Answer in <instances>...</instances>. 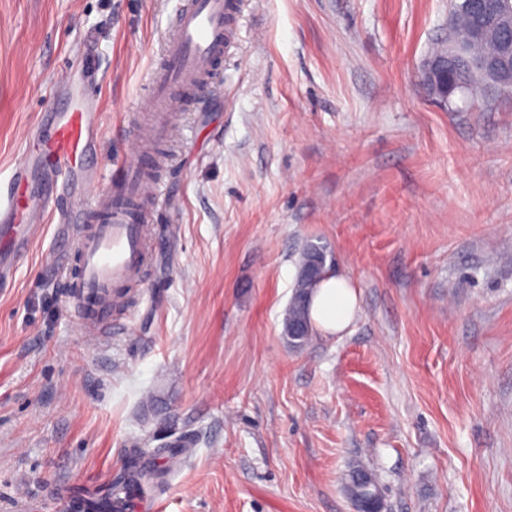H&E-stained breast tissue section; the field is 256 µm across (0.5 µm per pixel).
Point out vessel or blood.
Returning <instances> with one entry per match:
<instances>
[{
    "mask_svg": "<svg viewBox=\"0 0 512 512\" xmlns=\"http://www.w3.org/2000/svg\"><path fill=\"white\" fill-rule=\"evenodd\" d=\"M228 16V0H187L152 80L150 111H172L177 89H197L222 66L232 37ZM41 124L34 150L0 193V276L13 268L6 234L19 233L23 249L48 218H56L58 236L75 258L66 279L79 321L86 335L108 336L123 325V288L139 278L146 262L159 207L156 189L142 180L138 163L126 162L116 165L105 192L86 200L70 180L94 165L98 112L72 99L62 110L44 113ZM92 210L100 219L90 225Z\"/></svg>",
    "mask_w": 512,
    "mask_h": 512,
    "instance_id": "b4317fda",
    "label": "vessel or blood"
}]
</instances>
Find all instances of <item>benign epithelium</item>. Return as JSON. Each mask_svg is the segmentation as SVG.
<instances>
[{
    "instance_id": "7a95c632",
    "label": "benign epithelium",
    "mask_w": 512,
    "mask_h": 512,
    "mask_svg": "<svg viewBox=\"0 0 512 512\" xmlns=\"http://www.w3.org/2000/svg\"><path fill=\"white\" fill-rule=\"evenodd\" d=\"M504 0H467L466 5L474 24L447 55L429 58L423 66L427 90L441 101H448L457 89L451 75V60L462 54L468 63L480 68L486 75L488 89L501 90L512 86V8L503 6ZM493 41L498 52L487 56L479 51L486 42Z\"/></svg>"
}]
</instances>
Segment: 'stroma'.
I'll return each instance as SVG.
<instances>
[{
	"instance_id": "1",
	"label": "stroma",
	"mask_w": 512,
	"mask_h": 512,
	"mask_svg": "<svg viewBox=\"0 0 512 512\" xmlns=\"http://www.w3.org/2000/svg\"><path fill=\"white\" fill-rule=\"evenodd\" d=\"M234 43L179 103L177 160L126 328L86 336L53 225L0 281V512H67L135 448L195 436L145 512H512V96L456 110L418 81L451 0H233ZM185 0H0V189L73 71L96 176L132 161ZM358 309L294 347L306 245ZM364 476L369 482L370 485L368 488H365L362 484L359 483L357 478ZM346 488L349 494L354 498L353 505L355 512H371V510L365 509L364 504L367 503L368 500L364 499H355L361 498L364 495V489L367 490V499H373L376 507L379 509L377 512L381 511V498L379 496V490L377 488L376 481L371 473L364 470L360 467H354L348 474V481L346 483Z\"/></svg>"
}]
</instances>
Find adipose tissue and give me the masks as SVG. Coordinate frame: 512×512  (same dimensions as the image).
<instances>
[{
  "label": "adipose tissue",
  "mask_w": 512,
  "mask_h": 512,
  "mask_svg": "<svg viewBox=\"0 0 512 512\" xmlns=\"http://www.w3.org/2000/svg\"><path fill=\"white\" fill-rule=\"evenodd\" d=\"M357 304V294L346 279L334 275L325 276L311 296V324L325 335L339 333L350 324Z\"/></svg>",
  "instance_id": "obj_1"
}]
</instances>
